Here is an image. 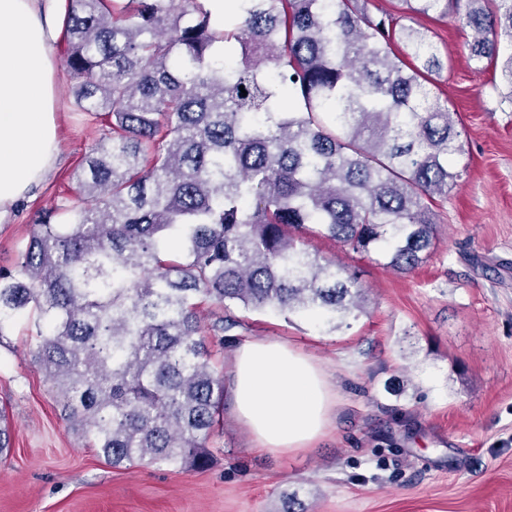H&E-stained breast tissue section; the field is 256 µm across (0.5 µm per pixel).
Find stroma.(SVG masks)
<instances>
[{
  "instance_id": "1",
  "label": "stroma",
  "mask_w": 512,
  "mask_h": 512,
  "mask_svg": "<svg viewBox=\"0 0 512 512\" xmlns=\"http://www.w3.org/2000/svg\"><path fill=\"white\" fill-rule=\"evenodd\" d=\"M448 67L433 92L460 115L468 168L436 206L437 238L397 274L375 255L312 239L355 272L366 310L329 330L317 321L238 310L216 358L243 342L286 343L311 357L336 399L311 447L256 448L225 401L203 471L113 468L69 429L34 363L30 317L0 332V405L13 449L0 460V512H512V104L506 84L468 57L458 14L424 19ZM64 36L51 45L59 159L0 220V272L14 269L39 213L73 199L72 175L102 122L75 111Z\"/></svg>"
}]
</instances>
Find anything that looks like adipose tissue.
I'll list each match as a JSON object with an SVG mask.
<instances>
[{
	"label": "adipose tissue",
	"mask_w": 512,
	"mask_h": 512,
	"mask_svg": "<svg viewBox=\"0 0 512 512\" xmlns=\"http://www.w3.org/2000/svg\"><path fill=\"white\" fill-rule=\"evenodd\" d=\"M64 0H0V217L41 184L58 157L50 44ZM235 419L258 447L295 451L330 420L329 384L307 355L249 341L232 358Z\"/></svg>",
	"instance_id": "1"
}]
</instances>
